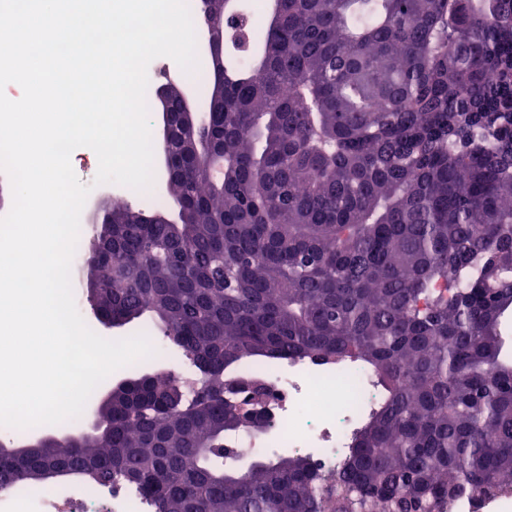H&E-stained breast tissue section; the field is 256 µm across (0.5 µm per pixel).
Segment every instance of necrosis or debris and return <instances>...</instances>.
I'll list each match as a JSON object with an SVG mask.
<instances>
[{
	"instance_id": "necrosis-or-debris-1",
	"label": "necrosis or debris",
	"mask_w": 512,
	"mask_h": 512,
	"mask_svg": "<svg viewBox=\"0 0 512 512\" xmlns=\"http://www.w3.org/2000/svg\"><path fill=\"white\" fill-rule=\"evenodd\" d=\"M278 397L272 441L309 455L328 466L346 448L359 402H373L371 388H358L347 372H320L302 365L292 371L268 373ZM32 505L34 512H145L138 491L126 484L89 489L78 486L64 493L19 491L0 493V512H13L16 503Z\"/></svg>"
}]
</instances>
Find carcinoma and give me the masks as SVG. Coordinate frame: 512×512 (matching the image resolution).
Listing matches in <instances>:
<instances>
[{"mask_svg": "<svg viewBox=\"0 0 512 512\" xmlns=\"http://www.w3.org/2000/svg\"><path fill=\"white\" fill-rule=\"evenodd\" d=\"M273 0L262 40L207 66L196 147L171 124L179 209L102 205L90 306L149 320L194 372H136L102 426L23 459L119 478L154 512H449L512 494V0ZM243 19L240 0H209ZM224 153L221 180L212 152ZM344 365L383 390L322 468L239 465L273 427L246 360Z\"/></svg>", "mask_w": 512, "mask_h": 512, "instance_id": "obj_1", "label": "carcinoma"}]
</instances>
